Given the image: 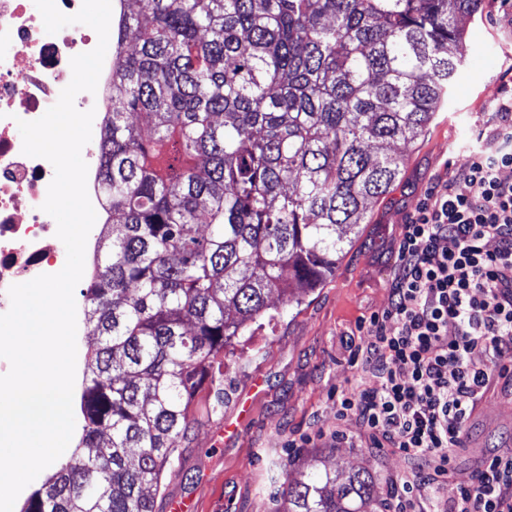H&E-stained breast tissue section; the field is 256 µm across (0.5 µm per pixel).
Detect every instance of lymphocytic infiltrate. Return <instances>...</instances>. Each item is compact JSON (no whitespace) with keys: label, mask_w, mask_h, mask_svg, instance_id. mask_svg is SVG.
Returning a JSON list of instances; mask_svg holds the SVG:
<instances>
[{"label":"lymphocytic infiltrate","mask_w":512,"mask_h":512,"mask_svg":"<svg viewBox=\"0 0 512 512\" xmlns=\"http://www.w3.org/2000/svg\"><path fill=\"white\" fill-rule=\"evenodd\" d=\"M512 99L499 103L469 163L436 184L402 230L383 313L352 364L375 378L336 399L361 448H392L411 475L390 480L386 512H512V448L464 484L448 465L490 386L512 374Z\"/></svg>","instance_id":"f902f5d3"}]
</instances>
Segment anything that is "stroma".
Instances as JSON below:
<instances>
[{
	"instance_id": "35a3bbf8",
	"label": "stroma",
	"mask_w": 512,
	"mask_h": 512,
	"mask_svg": "<svg viewBox=\"0 0 512 512\" xmlns=\"http://www.w3.org/2000/svg\"><path fill=\"white\" fill-rule=\"evenodd\" d=\"M469 35L480 60L489 44L499 43L495 64L468 66L450 88L424 136L405 147L399 180L369 204L365 224L349 235L323 287L217 357L215 381L193 400L195 424L178 442L180 459L162 480L155 512H167L176 497L192 500L194 512H280L276 491L288 466L306 473L325 466L342 479L369 472L382 499L390 479L410 471V462L399 454L336 443V429L359 432L356 422H338L336 393L372 383L349 363L344 340L360 335V319L387 307L402 224L438 179L466 163L495 106L512 96V7L482 0ZM229 423L237 424V433L226 432ZM303 434L310 436L309 446L291 447ZM509 446L512 392L498 387L473 414L465 446L450 465V482L468 481L482 462Z\"/></svg>"
}]
</instances>
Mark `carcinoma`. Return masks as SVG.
<instances>
[{
    "mask_svg": "<svg viewBox=\"0 0 512 512\" xmlns=\"http://www.w3.org/2000/svg\"><path fill=\"white\" fill-rule=\"evenodd\" d=\"M482 0H136L112 17V248L83 290L78 449L20 512H154L214 360L336 272L465 68ZM284 512H377L285 472Z\"/></svg>",
    "mask_w": 512,
    "mask_h": 512,
    "instance_id": "1",
    "label": "carcinoma"
}]
</instances>
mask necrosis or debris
<instances>
[{"instance_id": "obj_1", "label": "necrosis or debris", "mask_w": 512, "mask_h": 512, "mask_svg": "<svg viewBox=\"0 0 512 512\" xmlns=\"http://www.w3.org/2000/svg\"><path fill=\"white\" fill-rule=\"evenodd\" d=\"M96 33L75 24L47 33L34 0H0V314L10 308L7 290L66 263L55 219L43 211L52 164L22 152L18 120L33 121L52 107L71 81L70 60L93 50ZM112 64L104 62L95 93L75 98L79 111H94L92 137L83 149L87 190L97 223L106 208L99 189V163L107 114Z\"/></svg>"}]
</instances>
